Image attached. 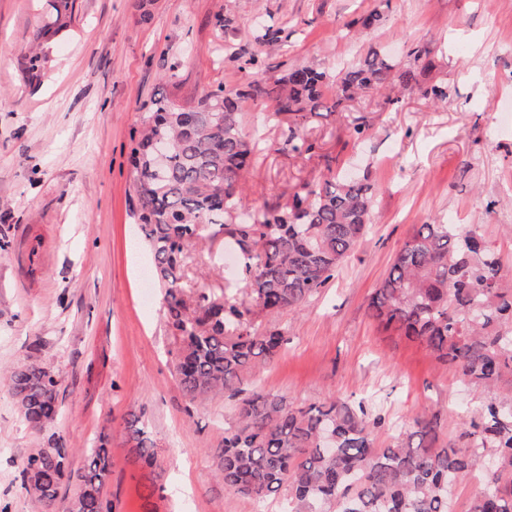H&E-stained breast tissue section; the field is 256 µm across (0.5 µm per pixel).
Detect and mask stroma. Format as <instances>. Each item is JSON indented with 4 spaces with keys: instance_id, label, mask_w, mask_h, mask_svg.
Masks as SVG:
<instances>
[{
    "instance_id": "obj_1",
    "label": "stroma",
    "mask_w": 512,
    "mask_h": 512,
    "mask_svg": "<svg viewBox=\"0 0 512 512\" xmlns=\"http://www.w3.org/2000/svg\"><path fill=\"white\" fill-rule=\"evenodd\" d=\"M376 7L381 24L350 28ZM50 10L49 0H0V512H43L18 463L50 436L76 470L88 449L108 448L112 512H254L215 465L233 403L221 394L189 401L174 377L128 163L145 102L163 92L193 103L217 85H244L243 49L278 76L303 63L338 69L372 49L402 63L407 43L429 44L434 66L423 81L447 87L446 103L430 105L416 87L394 105L356 97L346 111L312 117L311 154L280 151V125L244 103L245 134L267 143L249 178L253 204L285 199L329 169L367 170L379 188L373 224L336 277L302 313L258 321L289 342L257 381L304 408L363 404L383 419V444L413 431L423 412L437 416L439 442L459 441L480 392L427 347L383 331L367 304L422 224L478 225L512 267V124L502 116L512 102V0H78L31 85L20 49ZM226 11L229 33L215 25ZM267 26L281 29L277 43L262 42ZM352 114L366 121L363 138L347 127ZM30 355L62 382L47 432L22 419L1 378ZM131 413L157 445L153 465L130 453Z\"/></svg>"
}]
</instances>
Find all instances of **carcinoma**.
I'll return each instance as SVG.
<instances>
[{
  "label": "carcinoma",
  "instance_id": "carcinoma-1",
  "mask_svg": "<svg viewBox=\"0 0 512 512\" xmlns=\"http://www.w3.org/2000/svg\"><path fill=\"white\" fill-rule=\"evenodd\" d=\"M75 5L53 0V12L33 33L26 79L44 76V39L70 26ZM430 54L416 42L403 69L371 50L334 76L301 64L269 79L255 52L241 57V69L252 76L246 88L219 85L186 106L158 93L133 131L137 224L179 343L176 379L191 401L212 394L235 400L236 423L224 431L217 469L224 489L239 496L259 504L281 497L286 512H450L448 473L479 472L482 487L467 512H512V271L478 229L420 225L367 306L384 330L426 345L485 394L467 414L463 445H436L432 416L416 419L406 438L381 446V419L363 405L336 400L303 408L254 381L288 344L279 328L255 330V317L299 313L335 277L367 234L378 188L366 174L330 169L282 203L247 204L246 176L258 143L244 133L243 103L272 107L282 127L280 150L310 153L315 144L302 128L325 107L327 83L336 87L334 109L363 93L384 94L395 105V89L418 84L420 73L433 67ZM218 235L239 253L248 301L228 283L218 289L186 284L192 249ZM8 380L29 426L42 431L53 424L60 386L54 372L29 356ZM125 430L135 460L152 464L156 451L140 417L125 419ZM109 467L100 447L73 471L68 449L53 438L19 462L22 488L47 512L65 479L78 486L68 512H111L104 495Z\"/></svg>",
  "mask_w": 512,
  "mask_h": 512
}]
</instances>
